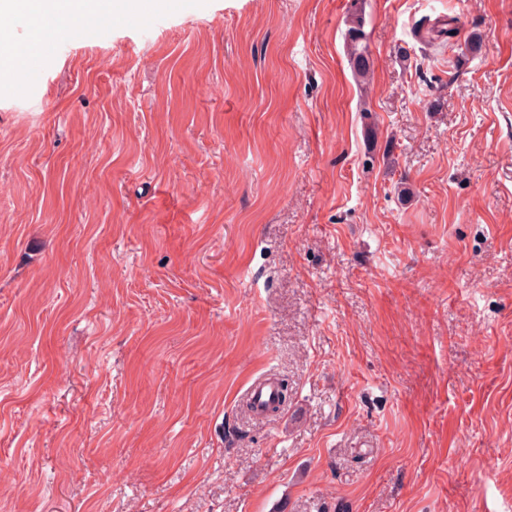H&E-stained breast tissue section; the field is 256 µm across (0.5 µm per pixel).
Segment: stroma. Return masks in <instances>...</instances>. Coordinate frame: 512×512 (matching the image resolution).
<instances>
[{
	"instance_id": "35a3bbf8",
	"label": "stroma",
	"mask_w": 512,
	"mask_h": 512,
	"mask_svg": "<svg viewBox=\"0 0 512 512\" xmlns=\"http://www.w3.org/2000/svg\"><path fill=\"white\" fill-rule=\"evenodd\" d=\"M0 512H512V0H171L0 86ZM348 22L347 48L349 59L355 73L365 78L369 73L370 61L364 31V17L361 12L355 11L351 14Z\"/></svg>"
}]
</instances>
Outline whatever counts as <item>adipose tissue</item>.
<instances>
[{
	"mask_svg": "<svg viewBox=\"0 0 512 512\" xmlns=\"http://www.w3.org/2000/svg\"><path fill=\"white\" fill-rule=\"evenodd\" d=\"M134 7V0H66L62 9L37 10L31 0H0V18L25 16L33 28L46 36L56 31L62 20L77 30L92 20L125 15Z\"/></svg>",
	"mask_w": 512,
	"mask_h": 512,
	"instance_id": "adipose-tissue-1",
	"label": "adipose tissue"
}]
</instances>
